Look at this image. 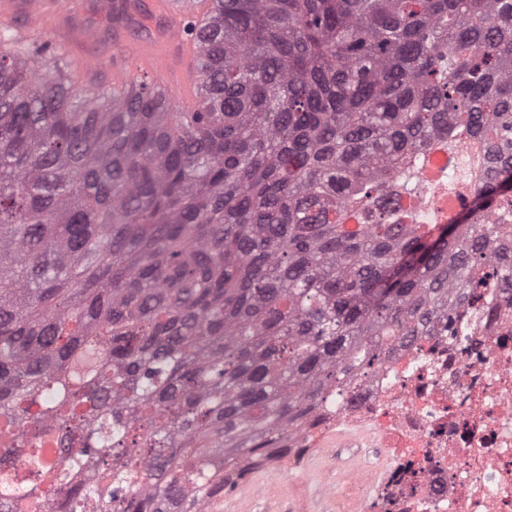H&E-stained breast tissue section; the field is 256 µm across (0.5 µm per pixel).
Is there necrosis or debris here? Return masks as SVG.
Instances as JSON below:
<instances>
[{"label":"necrosis or debris","mask_w":512,"mask_h":512,"mask_svg":"<svg viewBox=\"0 0 512 512\" xmlns=\"http://www.w3.org/2000/svg\"><path fill=\"white\" fill-rule=\"evenodd\" d=\"M464 344L421 336L331 390L288 432V466L316 448L377 449L326 489L336 512H512V304L481 289Z\"/></svg>","instance_id":"obj_1"}]
</instances>
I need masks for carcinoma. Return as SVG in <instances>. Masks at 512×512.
<instances>
[{
  "instance_id": "cac0c4a2",
  "label": "carcinoma",
  "mask_w": 512,
  "mask_h": 512,
  "mask_svg": "<svg viewBox=\"0 0 512 512\" xmlns=\"http://www.w3.org/2000/svg\"><path fill=\"white\" fill-rule=\"evenodd\" d=\"M226 1L196 112L0 32V512H220L512 286V0ZM54 53L62 54L64 57L74 61L76 65L79 64L84 54L82 52L71 51L66 48H56ZM85 61L72 73V78L82 84L90 95L97 94L99 87L96 80L93 78L94 72L101 67V62L96 57H84Z\"/></svg>"
}]
</instances>
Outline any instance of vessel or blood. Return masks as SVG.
I'll return each instance as SVG.
<instances>
[{
	"instance_id": "1",
	"label": "vessel or blood",
	"mask_w": 512,
	"mask_h": 512,
	"mask_svg": "<svg viewBox=\"0 0 512 512\" xmlns=\"http://www.w3.org/2000/svg\"><path fill=\"white\" fill-rule=\"evenodd\" d=\"M99 7L112 15L116 48L107 62L86 58L73 72V79L89 93H96L94 73L104 65L113 92L125 93L142 78L161 88L181 111H196L200 104V53L186 28L206 23L213 0H149L152 23L146 27L130 24L129 0H100ZM46 21L53 23L58 45L91 47L100 40L99 29L73 12L69 0H0V23L19 26L23 34H31Z\"/></svg>"
}]
</instances>
